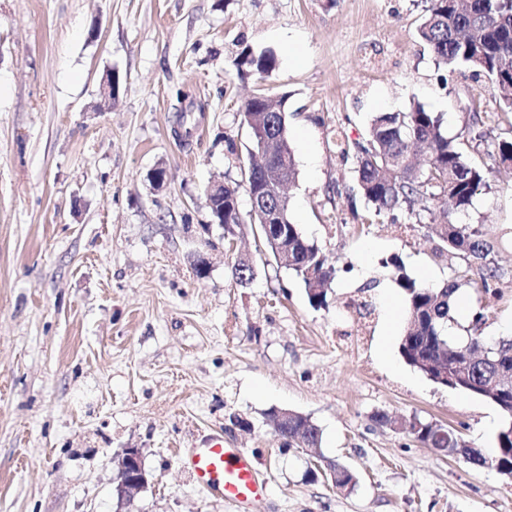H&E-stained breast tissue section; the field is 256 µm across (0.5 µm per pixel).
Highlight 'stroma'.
Segmentation results:
<instances>
[{
    "label": "stroma",
    "instance_id": "stroma-1",
    "mask_svg": "<svg viewBox=\"0 0 512 512\" xmlns=\"http://www.w3.org/2000/svg\"><path fill=\"white\" fill-rule=\"evenodd\" d=\"M426 0H0V512H115L123 449L149 484L132 512H237L195 487L181 452L213 436L243 449L266 483L256 512H512V479L378 425L376 412L460 431L486 456L504 418L439 386L398 352L406 297L456 258L426 227L439 211L361 223L354 162L375 115L413 104L457 135L473 112L512 131V109L471 69L439 67L416 30ZM275 71L241 76L242 47ZM120 75L102 108L103 79ZM284 98L297 176L291 219L338 276L325 307L245 231L213 229L205 191L241 180L256 93ZM167 172L156 189L150 174ZM460 224L496 242L506 276L483 333L512 336V168L494 173ZM374 253H366L368 244ZM203 249L206 277L191 254ZM255 277L236 283L237 253ZM372 302L360 318L350 302ZM321 428L318 453L285 445L270 413ZM354 470L346 492L318 457Z\"/></svg>",
    "mask_w": 512,
    "mask_h": 512
}]
</instances>
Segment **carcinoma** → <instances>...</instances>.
Segmentation results:
<instances>
[{
	"instance_id": "cac0c4a2",
	"label": "carcinoma",
	"mask_w": 512,
	"mask_h": 512,
	"mask_svg": "<svg viewBox=\"0 0 512 512\" xmlns=\"http://www.w3.org/2000/svg\"><path fill=\"white\" fill-rule=\"evenodd\" d=\"M429 0L426 14L417 28V37L446 68L464 66L484 76L492 87L512 89V0ZM240 73L264 79L275 69L276 57L270 51L244 48L237 57ZM249 129L251 149L265 146V166L242 170V182L248 194L265 200L278 214L279 227L270 239L257 231L269 249L288 246V269L303 284L309 302L320 308L326 304L327 290L337 277V268L327 264L321 248L303 236L291 222L290 199L279 193L277 181L290 182L296 175L295 160L289 142L285 102L276 105L263 94L247 101L241 112ZM479 113H473L466 142L478 145L487 132ZM336 150L343 158L355 159V178L360 195L367 203L363 220L397 213L429 212L443 202H451L457 211H466L474 198L487 187L493 165L512 162V137H504L487 152L488 161L479 164L465 156L461 137H448L441 116L421 104L407 112L382 113L373 119L361 141L339 140ZM245 218L239 209L238 187L224 186V246L231 247L242 231ZM428 234L438 240L437 250L452 252L459 259L448 280L436 287L423 286L408 275L400 257L392 256L384 266L392 268L393 278L406 296L407 326L398 350L403 360L418 371L422 363L440 362L451 370L461 360L457 349L471 344L480 346L486 337L479 333L485 323L484 310L498 298L497 284L506 272L495 263L494 246L480 224H428ZM469 287L481 293V305L471 311L466 335L453 333L454 300L460 290ZM498 366L512 371V337L496 339ZM496 368L487 366L471 373L477 391L459 392L479 396L494 405L499 402L489 387ZM506 421L497 435L501 471L512 473V392L500 406ZM288 435L307 441V447L321 446L320 427L306 417L288 425ZM413 437L427 448H446L448 454L460 452L458 430L433 422H419ZM336 482L350 490L357 479L354 473L335 462Z\"/></svg>"
}]
</instances>
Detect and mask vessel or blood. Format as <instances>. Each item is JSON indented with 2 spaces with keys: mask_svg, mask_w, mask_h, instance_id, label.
<instances>
[{
  "mask_svg": "<svg viewBox=\"0 0 512 512\" xmlns=\"http://www.w3.org/2000/svg\"><path fill=\"white\" fill-rule=\"evenodd\" d=\"M182 460L196 486L235 503L239 512H253L264 497L266 486L255 473L249 455L225 447L221 438L205 441L203 447L183 451Z\"/></svg>",
  "mask_w": 512,
  "mask_h": 512,
  "instance_id": "1",
  "label": "vessel or blood"
}]
</instances>
